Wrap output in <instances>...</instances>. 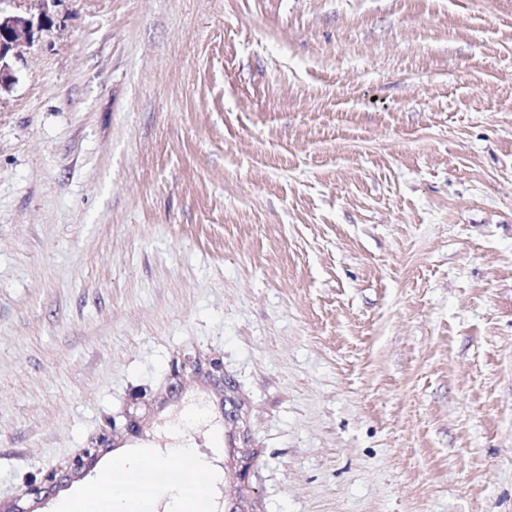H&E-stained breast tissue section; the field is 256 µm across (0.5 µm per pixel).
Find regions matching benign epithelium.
<instances>
[{
    "mask_svg": "<svg viewBox=\"0 0 512 512\" xmlns=\"http://www.w3.org/2000/svg\"><path fill=\"white\" fill-rule=\"evenodd\" d=\"M16 2L18 0H0V93L10 90L15 84L14 63L21 59L23 50L33 44L35 33L50 21L48 4L56 0H33L34 6L24 9L17 7ZM136 427L135 415L130 411L112 417L92 446L73 456L65 470L50 471L39 480L28 481L20 490L11 512H30L23 505L26 499H45L69 475L90 471L103 450L111 445L112 435L121 429L130 432Z\"/></svg>",
    "mask_w": 512,
    "mask_h": 512,
    "instance_id": "1",
    "label": "benign epithelium"
}]
</instances>
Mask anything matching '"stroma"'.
Segmentation results:
<instances>
[{
    "label": "stroma",
    "mask_w": 512,
    "mask_h": 512,
    "mask_svg": "<svg viewBox=\"0 0 512 512\" xmlns=\"http://www.w3.org/2000/svg\"><path fill=\"white\" fill-rule=\"evenodd\" d=\"M51 12L0 95V512L129 407L34 512L184 444L211 512H512V0ZM137 427V421L133 412L125 411L112 416V420L107 423V427L103 428L90 448H84L79 454L73 456L67 463L64 471H50L43 477L28 481L20 490L11 512H30L32 510L25 507L22 502L32 497L35 500L46 499L55 488L61 484L62 480L67 479L69 474H84L90 471L95 465L98 457L104 448H108L112 443V435L118 430L131 432Z\"/></svg>",
    "instance_id": "1"
}]
</instances>
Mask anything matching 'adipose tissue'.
Listing matches in <instances>:
<instances>
[{
    "label": "adipose tissue",
    "instance_id": "obj_1",
    "mask_svg": "<svg viewBox=\"0 0 512 512\" xmlns=\"http://www.w3.org/2000/svg\"><path fill=\"white\" fill-rule=\"evenodd\" d=\"M211 468L192 448L176 449L171 457L148 469L145 458L133 454L116 466L91 493L65 502L62 512H150L159 494L172 493L175 512H208L209 495L197 475ZM145 479L141 493H132V479Z\"/></svg>",
    "mask_w": 512,
    "mask_h": 512
}]
</instances>
